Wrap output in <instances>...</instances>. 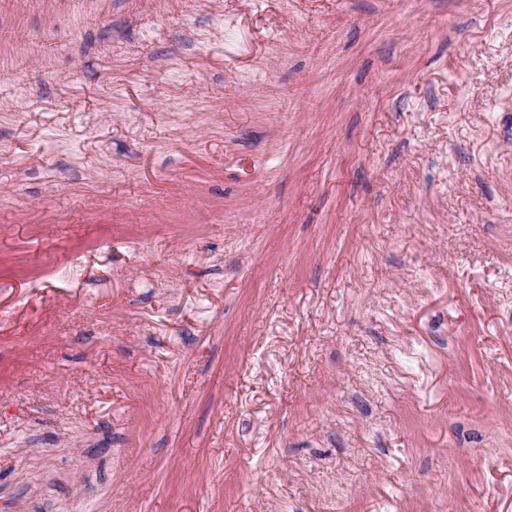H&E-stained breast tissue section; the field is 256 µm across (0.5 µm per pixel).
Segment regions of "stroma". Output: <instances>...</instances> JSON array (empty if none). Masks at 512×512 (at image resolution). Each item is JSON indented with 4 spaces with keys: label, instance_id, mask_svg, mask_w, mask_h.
<instances>
[{
    "label": "stroma",
    "instance_id": "35a3bbf8",
    "mask_svg": "<svg viewBox=\"0 0 512 512\" xmlns=\"http://www.w3.org/2000/svg\"><path fill=\"white\" fill-rule=\"evenodd\" d=\"M0 512H512V0H0Z\"/></svg>",
    "mask_w": 512,
    "mask_h": 512
}]
</instances>
